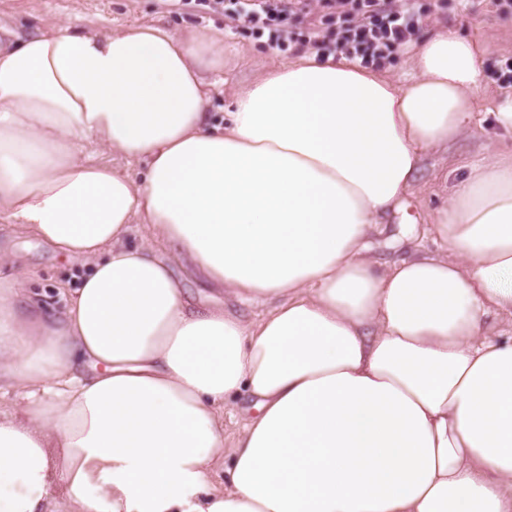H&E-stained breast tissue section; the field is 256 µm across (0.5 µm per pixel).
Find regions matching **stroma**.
I'll use <instances>...</instances> for the list:
<instances>
[{
    "mask_svg": "<svg viewBox=\"0 0 512 512\" xmlns=\"http://www.w3.org/2000/svg\"><path fill=\"white\" fill-rule=\"evenodd\" d=\"M418 25L410 45L395 52L384 67L395 80L408 79L412 47L436 30L457 29L461 34L484 39L486 94L495 99L512 90L500 77L507 60L512 59V15L502 14L494 0H411ZM147 21L176 31L192 26L224 36V82L216 85L210 111H231L237 94L264 71L288 63L289 58L255 38L242 23L224 15L204 13L195 8L171 5L170 0H0V26L23 37L42 29L66 25L79 30H116L134 21ZM512 146V134L493 121H486L474 133L461 137L447 151L429 153L422 164L413 192L402 212L389 214L383 234L373 239L372 257L385 262L407 255L414 248L434 249L431 237L401 235L405 224L431 223L432 213L443 202L449 187L463 178L467 159L495 152L502 145ZM0 247L14 251L28 272V285L44 293L56 308H63L77 279L88 271V264L64 259L39 244L25 232L0 227Z\"/></svg>",
    "mask_w": 512,
    "mask_h": 512,
    "instance_id": "stroma-1",
    "label": "stroma"
}]
</instances>
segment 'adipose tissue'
<instances>
[{"instance_id":"1","label":"adipose tissue","mask_w":512,"mask_h":512,"mask_svg":"<svg viewBox=\"0 0 512 512\" xmlns=\"http://www.w3.org/2000/svg\"><path fill=\"white\" fill-rule=\"evenodd\" d=\"M410 65L306 54L218 116L219 34L0 43V223L93 262L59 310L0 250V512H512V330L484 327L512 316V150L467 162L437 250L368 255L428 152L512 132V94L480 112L454 30ZM182 257L223 303L190 305Z\"/></svg>"}]
</instances>
